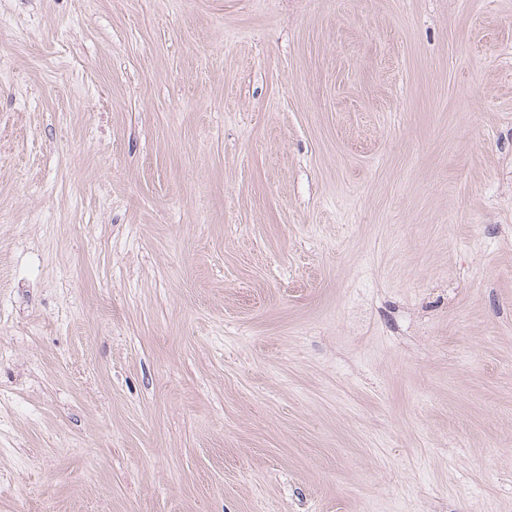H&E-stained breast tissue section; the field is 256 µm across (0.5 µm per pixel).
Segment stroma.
I'll list each match as a JSON object with an SVG mask.
<instances>
[{"mask_svg": "<svg viewBox=\"0 0 512 512\" xmlns=\"http://www.w3.org/2000/svg\"><path fill=\"white\" fill-rule=\"evenodd\" d=\"M0 512H512V0H0Z\"/></svg>", "mask_w": 512, "mask_h": 512, "instance_id": "1", "label": "stroma"}]
</instances>
